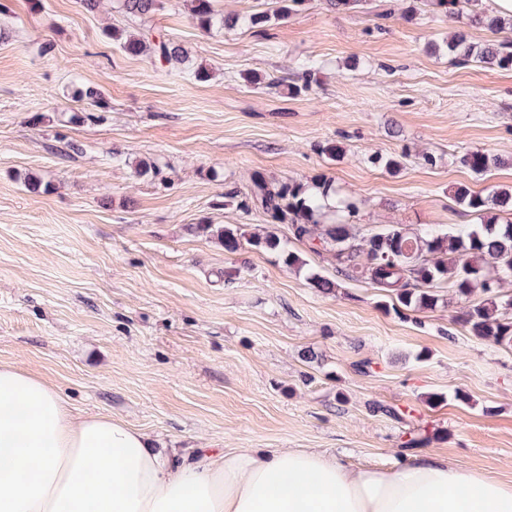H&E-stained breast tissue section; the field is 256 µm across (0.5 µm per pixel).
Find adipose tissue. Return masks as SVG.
<instances>
[{
  "label": "adipose tissue",
  "mask_w": 512,
  "mask_h": 512,
  "mask_svg": "<svg viewBox=\"0 0 512 512\" xmlns=\"http://www.w3.org/2000/svg\"><path fill=\"white\" fill-rule=\"evenodd\" d=\"M0 512H512V486L429 452L391 469L306 448L178 459L0 362Z\"/></svg>",
  "instance_id": "adipose-tissue-1"
}]
</instances>
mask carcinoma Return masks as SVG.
Instances as JSON below:
<instances>
[{
    "instance_id": "1",
    "label": "carcinoma",
    "mask_w": 512,
    "mask_h": 512,
    "mask_svg": "<svg viewBox=\"0 0 512 512\" xmlns=\"http://www.w3.org/2000/svg\"><path fill=\"white\" fill-rule=\"evenodd\" d=\"M121 10L129 20L126 29H114L109 37L118 42L131 56H157L173 65L189 62L188 51L171 39L151 37L142 23L161 8L160 0H120ZM196 26L204 32L215 26L234 30L240 25L251 29L263 28L272 21L288 18L304 0H274L272 11L248 16L224 14L214 7V0H188ZM499 16L475 14L462 23L446 41L451 61L466 64L474 59L488 68H512V40L486 42L469 41L468 29L483 27L501 29ZM320 66L318 59H302L296 71L300 81L284 75L267 82L270 89L284 87L291 94L309 89L308 77ZM460 163L477 175H483L502 164V160L484 151H470L460 157ZM224 197L237 200L240 210L262 211L272 224H288L298 241L318 242L322 248L334 251L336 271L346 277L359 275L373 287L394 299L392 309L415 312L433 309L446 300L458 305L457 323L477 339L489 340L497 346L512 347V297L503 294L512 279V224H500L492 215L495 210L512 211V189H500L491 194L473 191L469 186L454 187L453 199L465 210L482 218L480 224H464L453 232L440 233L432 229L409 231L404 224H393L380 231L362 236L356 225L335 221V214L349 216L359 211V201L339 198L329 179L310 183L296 180H269L256 173L248 190H233ZM195 231L215 232L224 250L234 253L247 241L270 250L281 249L275 234L245 237L241 228L197 224ZM309 285L323 294H332L335 281L312 272ZM448 295H442V292Z\"/></svg>"
}]
</instances>
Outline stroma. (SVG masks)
Instances as JSON below:
<instances>
[{
	"label": "stroma",
	"mask_w": 512,
	"mask_h": 512,
	"mask_svg": "<svg viewBox=\"0 0 512 512\" xmlns=\"http://www.w3.org/2000/svg\"><path fill=\"white\" fill-rule=\"evenodd\" d=\"M124 24L118 0L93 13L0 0V362L48 381L74 413L182 454L311 448L389 468L426 436L429 452L512 485V349L469 336L443 304L385 311L377 289L289 225L224 203L257 172L327 177L361 200L363 234L477 223L451 189L512 188V69L427 53L456 22L425 0H305L264 29L207 33L186 0H162L147 25L188 49L180 69L126 54L106 36ZM307 56L321 65L306 93L245 80ZM88 86L106 111L77 99ZM70 142L81 154L61 155ZM330 143L338 158L322 154ZM473 150L506 163L475 175L459 163ZM376 154L402 165L389 172ZM139 160L160 175L135 177ZM30 173L45 190L25 187ZM202 222L270 231L283 249L229 253L193 232ZM286 249L335 294L288 267Z\"/></svg>",
	"instance_id": "obj_1"
}]
</instances>
